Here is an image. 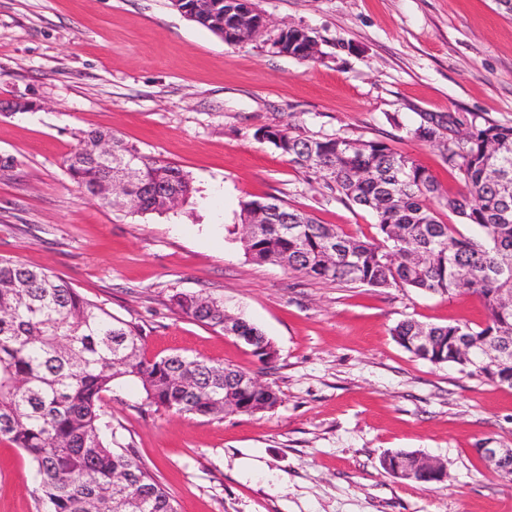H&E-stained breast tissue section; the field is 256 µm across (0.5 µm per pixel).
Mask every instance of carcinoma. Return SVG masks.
I'll use <instances>...</instances> for the list:
<instances>
[{"label": "carcinoma", "mask_w": 512, "mask_h": 512, "mask_svg": "<svg viewBox=\"0 0 512 512\" xmlns=\"http://www.w3.org/2000/svg\"><path fill=\"white\" fill-rule=\"evenodd\" d=\"M294 166L324 172V187L377 219L380 240L360 239L318 223L276 197L241 203V221L258 211L264 223L238 241L252 262L305 277L373 288L478 295L485 323L428 325L405 319L392 336L415 357L478 373L512 388V358L483 360V349L512 353V125L478 116L425 113L407 136L442 149L464 191L442 194L432 174L412 156L376 140L291 135L258 130ZM112 143V161L95 145ZM133 165L129 214L165 213V200L193 192L189 175L144 154L110 130L84 134L64 159L83 192L101 189ZM446 209L473 228L465 235L441 219ZM181 315L224 331L273 342L254 324L224 308V298L176 293ZM428 337V346L416 337ZM252 374L179 353L149 357L141 330L112 316L72 284L45 268L0 259V439L21 449L35 469L46 512H177L171 494L127 448H114L112 416L104 397L137 385L156 409L201 416L255 414L277 407L270 385L246 383ZM229 384H224V381Z\"/></svg>", "instance_id": "cac0c4a2"}]
</instances>
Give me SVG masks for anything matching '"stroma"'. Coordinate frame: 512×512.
I'll use <instances>...</instances> for the list:
<instances>
[{
	"label": "stroma",
	"instance_id": "35a3bbf8",
	"mask_svg": "<svg viewBox=\"0 0 512 512\" xmlns=\"http://www.w3.org/2000/svg\"><path fill=\"white\" fill-rule=\"evenodd\" d=\"M272 29L315 36L320 56L273 53L270 35L227 45L171 0H0V258L44 267L116 318L151 356L230 364L277 389L272 411L221 418L109 394L117 437L178 512H512V484L475 453L512 448V388L415 357L406 318L483 323L478 296L345 287L249 261L233 234L242 201L268 196L321 223L377 236L375 216L330 196L255 133L341 134L411 155L458 195L456 170L406 136L424 113L512 124V15L495 0H254ZM111 130L188 172V202L132 215L84 195L63 167L91 130ZM204 290L275 344L264 364L233 337L179 315ZM404 450L439 460L437 488L382 469ZM34 468L0 441V512H44Z\"/></svg>",
	"mask_w": 512,
	"mask_h": 512
}]
</instances>
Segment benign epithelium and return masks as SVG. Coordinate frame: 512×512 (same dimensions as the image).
Wrapping results in <instances>:
<instances>
[{"label": "benign epithelium", "instance_id": "7a95c632", "mask_svg": "<svg viewBox=\"0 0 512 512\" xmlns=\"http://www.w3.org/2000/svg\"><path fill=\"white\" fill-rule=\"evenodd\" d=\"M172 3L186 17L220 28L222 36L230 42L244 43L268 28L266 16L257 10L253 0H224L222 13L218 12L214 0H172ZM270 47L279 54L295 58L319 54L318 42L307 29L300 26L290 25L279 29L270 39ZM224 332L244 346L258 351L264 348L257 337L239 335L228 321L224 323ZM475 452L494 472L506 470V464L512 461V448L485 446L475 449Z\"/></svg>", "mask_w": 512, "mask_h": 512}]
</instances>
